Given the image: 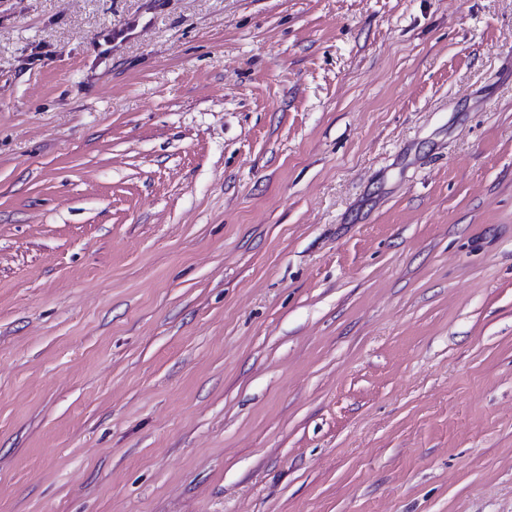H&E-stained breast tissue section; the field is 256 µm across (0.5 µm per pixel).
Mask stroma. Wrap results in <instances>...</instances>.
I'll list each match as a JSON object with an SVG mask.
<instances>
[{
	"instance_id": "stroma-1",
	"label": "stroma",
	"mask_w": 512,
	"mask_h": 512,
	"mask_svg": "<svg viewBox=\"0 0 512 512\" xmlns=\"http://www.w3.org/2000/svg\"><path fill=\"white\" fill-rule=\"evenodd\" d=\"M0 512H512V0H0Z\"/></svg>"
}]
</instances>
